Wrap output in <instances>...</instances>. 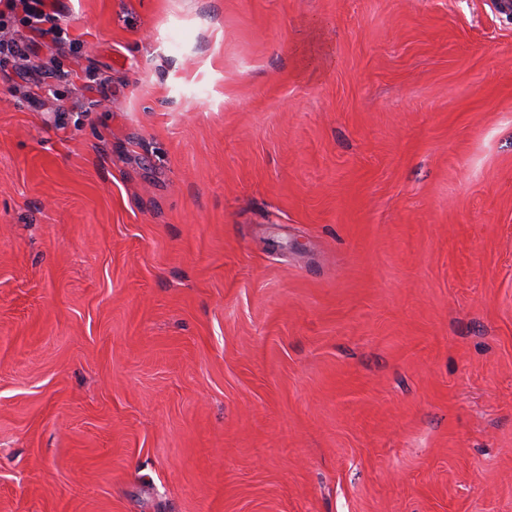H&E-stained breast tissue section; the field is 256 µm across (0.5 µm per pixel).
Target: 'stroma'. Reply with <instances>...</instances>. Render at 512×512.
<instances>
[{"mask_svg": "<svg viewBox=\"0 0 512 512\" xmlns=\"http://www.w3.org/2000/svg\"><path fill=\"white\" fill-rule=\"evenodd\" d=\"M61 2L0 64V512H512V18Z\"/></svg>", "mask_w": 512, "mask_h": 512, "instance_id": "35a3bbf8", "label": "stroma"}]
</instances>
